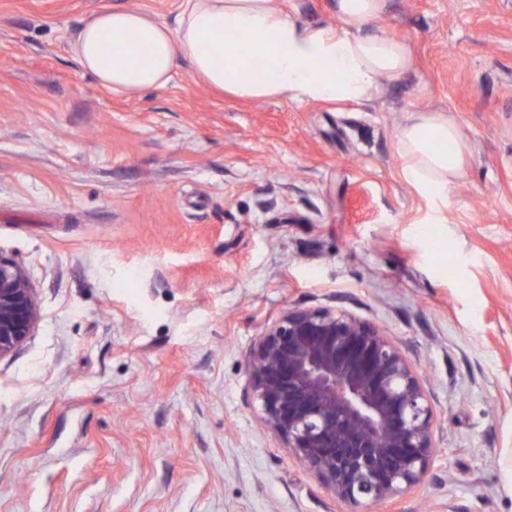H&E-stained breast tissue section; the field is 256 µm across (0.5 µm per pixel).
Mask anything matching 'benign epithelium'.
<instances>
[{"instance_id":"7a95c632","label":"benign epithelium","mask_w":512,"mask_h":512,"mask_svg":"<svg viewBox=\"0 0 512 512\" xmlns=\"http://www.w3.org/2000/svg\"><path fill=\"white\" fill-rule=\"evenodd\" d=\"M39 311L25 269L0 255V359ZM259 421L346 512L425 478L434 410L418 370L374 323L337 308L288 309L248 356Z\"/></svg>"}]
</instances>
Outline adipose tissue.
I'll return each mask as SVG.
<instances>
[{
	"instance_id": "adipose-tissue-1",
	"label": "adipose tissue",
	"mask_w": 512,
	"mask_h": 512,
	"mask_svg": "<svg viewBox=\"0 0 512 512\" xmlns=\"http://www.w3.org/2000/svg\"><path fill=\"white\" fill-rule=\"evenodd\" d=\"M384 9L385 0H336L339 25L330 28L297 22L278 0H185L171 23L118 7L78 29L70 51L116 94L165 87L181 60L199 82L243 100L362 103L379 79H400L413 66L405 41L369 31ZM465 149L441 111L414 112L399 132L402 177L429 201V223L446 221Z\"/></svg>"
}]
</instances>
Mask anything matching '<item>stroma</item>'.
Listing matches in <instances>:
<instances>
[{
	"instance_id": "1",
	"label": "stroma",
	"mask_w": 512,
	"mask_h": 512,
	"mask_svg": "<svg viewBox=\"0 0 512 512\" xmlns=\"http://www.w3.org/2000/svg\"><path fill=\"white\" fill-rule=\"evenodd\" d=\"M182 2L0 0V255L40 311L0 359V512H344L250 397L293 307L378 325L435 406L423 482L370 512H512V0H387L415 64L363 103L183 62L120 97L73 59L94 13ZM420 110L467 146L436 241L397 151Z\"/></svg>"
}]
</instances>
